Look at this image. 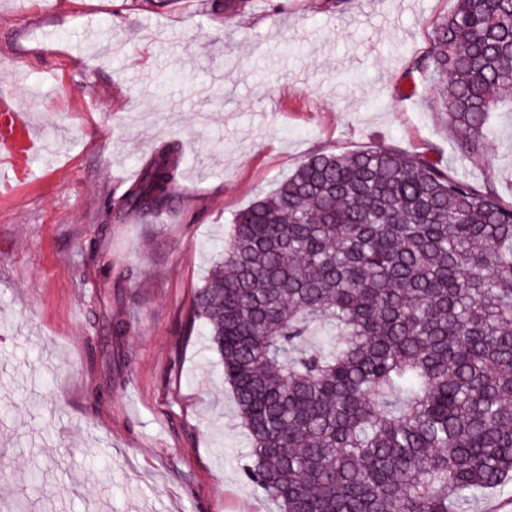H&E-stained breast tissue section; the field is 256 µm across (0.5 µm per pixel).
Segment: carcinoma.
I'll return each instance as SVG.
<instances>
[{
    "label": "carcinoma",
    "mask_w": 512,
    "mask_h": 512,
    "mask_svg": "<svg viewBox=\"0 0 512 512\" xmlns=\"http://www.w3.org/2000/svg\"><path fill=\"white\" fill-rule=\"evenodd\" d=\"M464 157L512 100V0H457L413 63ZM175 145L109 201L159 217ZM436 149L316 153L237 212L196 290L281 512H466L512 489V201Z\"/></svg>",
    "instance_id": "1"
}]
</instances>
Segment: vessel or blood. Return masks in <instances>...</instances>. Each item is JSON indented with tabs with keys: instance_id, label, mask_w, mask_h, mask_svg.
I'll return each mask as SVG.
<instances>
[{
	"instance_id": "vessel-or-blood-1",
	"label": "vessel or blood",
	"mask_w": 512,
	"mask_h": 512,
	"mask_svg": "<svg viewBox=\"0 0 512 512\" xmlns=\"http://www.w3.org/2000/svg\"><path fill=\"white\" fill-rule=\"evenodd\" d=\"M44 144L18 95L0 90V195L11 194L34 174Z\"/></svg>"
}]
</instances>
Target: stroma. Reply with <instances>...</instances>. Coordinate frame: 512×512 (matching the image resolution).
Instances as JSON below:
<instances>
[{"label": "stroma", "instance_id": "stroma-1", "mask_svg": "<svg viewBox=\"0 0 512 512\" xmlns=\"http://www.w3.org/2000/svg\"><path fill=\"white\" fill-rule=\"evenodd\" d=\"M0 0V87L51 149L0 197V512H279L203 336L228 222L316 152L434 147L512 200V104L462 158L435 90L392 97L456 0ZM171 212L107 209L161 145ZM128 276L95 320L100 270Z\"/></svg>", "mask_w": 512, "mask_h": 512}]
</instances>
